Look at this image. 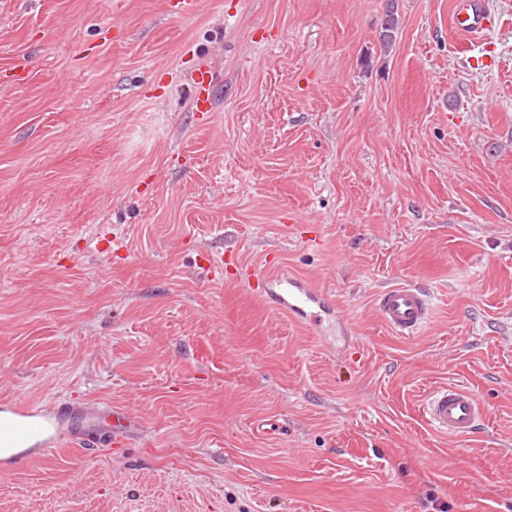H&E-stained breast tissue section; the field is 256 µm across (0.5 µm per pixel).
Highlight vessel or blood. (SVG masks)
Here are the masks:
<instances>
[{
    "mask_svg": "<svg viewBox=\"0 0 512 512\" xmlns=\"http://www.w3.org/2000/svg\"><path fill=\"white\" fill-rule=\"evenodd\" d=\"M489 21L485 0H456L454 27L458 36H478L486 30ZM191 83L193 112L212 111L213 93L218 85L215 70L208 65L198 67L191 76ZM254 278L261 285V300L297 324L317 330L323 323L341 320L329 291L289 272L281 264H265L255 271ZM374 307L383 324L402 338L417 335L434 316L429 289L415 285L381 290ZM424 414L435 428L452 438L474 436L487 416L477 396L460 385L436 389L426 400ZM70 434L71 413L66 408H43L20 402L0 406L1 448H39L48 455Z\"/></svg>",
    "mask_w": 512,
    "mask_h": 512,
    "instance_id": "b4317fda",
    "label": "vessel or blood"
}]
</instances>
